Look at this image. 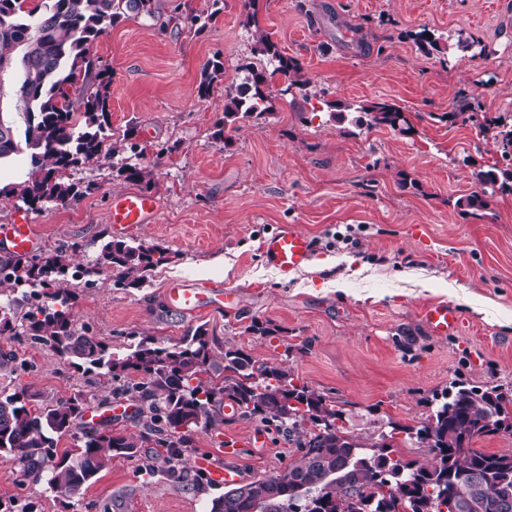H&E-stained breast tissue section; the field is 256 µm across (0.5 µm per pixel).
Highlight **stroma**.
Listing matches in <instances>:
<instances>
[{
  "label": "stroma",
  "instance_id": "35a3bbf8",
  "mask_svg": "<svg viewBox=\"0 0 512 512\" xmlns=\"http://www.w3.org/2000/svg\"><path fill=\"white\" fill-rule=\"evenodd\" d=\"M210 2L158 0V18L119 23L92 46L112 74L111 131L136 125L138 149L126 161L155 174V222L123 236L162 245L169 259L139 288L90 275L76 288V325L118 355L133 339L174 344L188 327L205 325L215 352L234 347L261 363L286 362L295 384L335 400L347 429L368 445L390 423L420 427L434 395L453 380L511 386L512 191L496 192L473 213L457 207L479 188L475 169L501 164L502 147L493 132L455 112L459 97H474L489 119L512 128V0H257L254 27L243 0H223L202 33L161 25L173 10L200 14ZM258 27L327 95H274L269 115L225 127L216 139L225 86L241 81L242 64L260 59ZM421 31L439 39L440 53L419 50L413 36ZM461 38L470 49H458ZM216 56L224 74L210 96L198 98L202 67ZM381 99L404 109L412 131L358 128L328 108ZM69 177L93 191L30 217L43 249L80 243L79 261L88 267L101 242L116 235L110 197L136 185L108 160ZM286 227L318 244L316 263L288 281L261 254L263 237ZM328 257L335 266L319 270ZM175 280L236 290L238 305L192 316L172 311L164 289ZM453 286L483 312L459 305V330L431 335L423 310L450 302ZM255 320L272 322L275 335L249 333ZM0 347L32 364L0 373V389H26L37 408L81 393L114 431L139 434L127 399L105 401V386L87 382L63 358L5 336ZM259 426L235 417L196 431L186 457L223 464L220 437L244 439ZM296 457L271 429L266 445L244 447L236 465L249 482L283 473ZM219 493L142 474L137 461L117 457L65 508L46 482L0 460L6 508L31 500L41 512H101L105 504L110 512H209Z\"/></svg>",
  "mask_w": 512,
  "mask_h": 512
}]
</instances>
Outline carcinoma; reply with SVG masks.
Wrapping results in <instances>:
<instances>
[{"mask_svg":"<svg viewBox=\"0 0 512 512\" xmlns=\"http://www.w3.org/2000/svg\"><path fill=\"white\" fill-rule=\"evenodd\" d=\"M158 17L155 0H43L25 10L21 0H0V62L14 60L22 83L21 108L0 122V161L28 153L30 169L9 193L28 209L39 211L49 202L62 205L93 189L64 180V172L101 158H119L128 149L135 128L107 141L110 127L111 76L98 65L90 47L108 29L128 19ZM255 50L268 57L269 66L244 64L245 81L224 89V116L216 122L215 138L239 120L260 116L269 109L272 84L288 81L293 87L319 95L303 78L293 57L282 55L269 33L255 27ZM224 73L219 59L208 61L198 85V96H209L213 81ZM482 104L462 99L458 116L478 121ZM357 126L385 125L399 129L407 118L387 101L356 109ZM125 178L155 185L153 169L125 163ZM485 190L457 201V206L481 210L488 206L486 188L512 191V163L492 165L474 173ZM82 250L73 243L54 253L19 257L0 255V286L20 290L0 306V336H14L40 344L70 361L83 374L104 380L115 398L138 403L142 430L136 437L104 427L83 434L82 445L57 453L59 438L80 427L85 399L73 396L31 411L25 390L0 392V459L24 465L34 481L46 480L55 497L65 503L87 488L112 459L140 456L151 445L144 471L163 473L171 481L189 483L199 492L211 483L202 472L186 466L185 451L194 429L215 426L224 401L234 402L239 416L257 418L288 437L299 455L277 476L261 477L256 487L267 497L266 512H455L457 494L478 479L485 486V502L469 512H502L499 504L512 502V455L484 452L475 443L485 436L511 433L512 390L500 385L471 386L458 380L441 394L439 404L418 428L392 426L379 442L366 445L343 425L345 414L336 402L308 386L294 383L287 367L257 364L241 348L224 350V377H206L213 349L204 326L190 328L171 346L144 338L114 358L109 345L77 328L70 308L76 293L70 282L79 276L104 272L121 288H139L147 275L168 260L159 245L107 240L100 246L94 268L72 265ZM48 295L51 301L33 304ZM28 369V363L10 349L0 348V373ZM425 445L433 453L425 466L391 457L395 432ZM250 497L232 487L212 500L210 512H253Z\"/></svg>","mask_w":512,"mask_h":512,"instance_id":"obj_1","label":"carcinoma"}]
</instances>
